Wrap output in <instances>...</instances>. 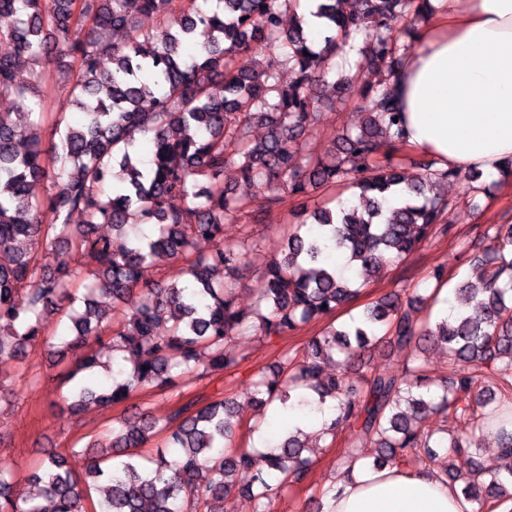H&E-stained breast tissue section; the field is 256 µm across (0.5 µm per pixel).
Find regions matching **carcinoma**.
<instances>
[{
    "label": "carcinoma",
    "instance_id": "cac0c4a2",
    "mask_svg": "<svg viewBox=\"0 0 512 512\" xmlns=\"http://www.w3.org/2000/svg\"><path fill=\"white\" fill-rule=\"evenodd\" d=\"M208 13L197 0H0V13L21 16L0 33V96L16 100L0 113V360H24L37 347L54 359L68 386L61 413L72 423L91 405L118 404L146 388L163 390L173 371L191 378L206 358L204 375H222L244 356L235 344L243 329L271 336L297 330L350 302L353 280L338 275L336 254L375 276L415 253L430 236L448 233V203L439 188L458 172L432 159L409 158L414 178L400 171L390 152L403 147L401 117L389 76L401 52L392 21L423 18L429 0H358L346 12L341 0H323L324 47L306 34L300 0H218ZM178 14V29L147 33L140 15ZM291 26L283 27V17ZM121 30L125 41L102 44L96 32ZM369 32V69L384 71L366 84L368 116L358 131L333 138L318 154L303 145L321 119L317 90L328 84L336 51L358 31ZM256 47L271 51L267 70L235 66L236 55ZM35 66L54 61L61 72H78L68 103L48 109L36 85L44 75L22 77L18 61ZM286 66L288 85L277 77ZM52 118L48 145L35 128ZM266 135L251 138L255 124ZM151 146L144 165L139 153ZM266 189L267 204L283 196L348 184L354 198L335 208L309 212L284 251L259 272L258 304L239 308L232 280L255 244L224 242V225L238 224L244 202L224 184V170ZM116 183L103 190L106 179ZM206 187L199 188L200 181ZM50 184L46 197L31 195L36 182ZM74 212L84 223H70ZM106 225L112 236L99 235ZM484 236L491 255L475 258L476 281L455 288L451 314L418 324L401 311L391 292L362 315L330 327L298 357L254 382L262 406L292 400L306 416L336 402L337 416L325 431L346 422L375 441L378 467L406 472L428 460L446 464L445 479L460 487L473 512H494L512 501V224H492ZM213 244L194 254L198 241ZM40 243L53 262L40 264ZM185 262L187 280L141 282L156 256ZM107 294L129 306L118 328L95 297ZM167 326L160 332L161 326ZM398 353L439 344L448 351V377L433 383L425 360L405 362L399 373L352 376L349 361L373 342ZM336 371L325 372L326 363ZM493 367V386L478 387ZM452 411L479 430L497 427L504 470L487 471L474 457L471 437H434L422 422ZM234 401L197 395L163 417L140 414L139 423L91 440L86 476L50 452L23 480L39 487L53 512H222L224 493L238 470L256 469L248 493L266 504L290 485L302 483L314 463L299 435L285 433L266 453L235 444ZM157 434L178 458L141 449ZM15 469L0 465V512H43L21 489Z\"/></svg>",
    "mask_w": 512,
    "mask_h": 512
}]
</instances>
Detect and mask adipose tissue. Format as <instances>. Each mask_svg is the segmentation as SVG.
I'll use <instances>...</instances> for the list:
<instances>
[{"instance_id": "adipose-tissue-1", "label": "adipose tissue", "mask_w": 512, "mask_h": 512, "mask_svg": "<svg viewBox=\"0 0 512 512\" xmlns=\"http://www.w3.org/2000/svg\"><path fill=\"white\" fill-rule=\"evenodd\" d=\"M394 83L402 137L438 167L499 177L512 160V0H430ZM325 512H471L433 471L358 468Z\"/></svg>"}]
</instances>
